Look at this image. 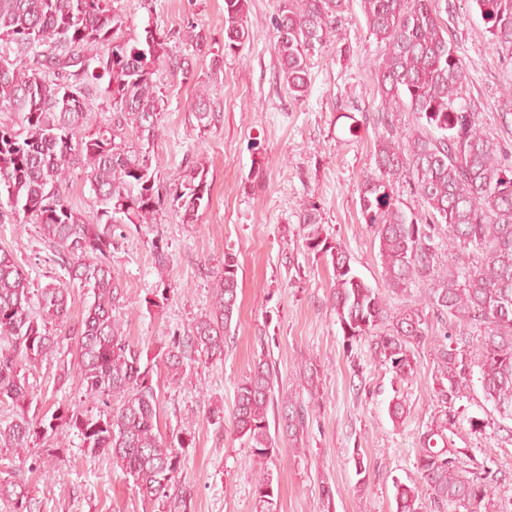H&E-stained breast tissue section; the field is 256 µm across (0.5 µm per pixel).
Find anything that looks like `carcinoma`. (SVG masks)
<instances>
[{
	"mask_svg": "<svg viewBox=\"0 0 512 512\" xmlns=\"http://www.w3.org/2000/svg\"><path fill=\"white\" fill-rule=\"evenodd\" d=\"M344 2L278 0L274 52L292 97L304 96L313 56L337 38ZM471 2L493 45L512 54V0ZM361 8L370 33L385 42L374 68L385 115L375 169L358 188L360 210L378 240L384 287L393 293L418 287L422 303L391 311L384 291L357 274L343 246L321 238L316 207L304 210L301 224L308 249L332 267L329 301L345 338L372 342L401 378L414 371V348L424 344L436 359L441 410L420 437L416 462L429 502L416 485L396 481L395 512H483L497 481L466 470L462 451L448 448V409L476 373L484 399L512 420V154L490 137L465 96L467 72L448 37L442 0H361ZM247 10L248 0H224V52L247 42ZM124 24L111 0H0V114L18 117L0 119V219L21 215L39 225L69 285L88 298L68 336L53 334L49 325L68 317V285L31 288L13 251L0 248V406L15 410L0 425V447L26 448L65 427L81 447L108 456L144 496L189 512L175 450L186 441H164L153 386L158 362L144 357L115 314L123 292L111 259L127 225L154 224L167 206L183 223L195 224L209 206L203 163L187 162L178 182L162 193L151 157L168 102L153 79L155 64L165 61L183 79L194 78L208 34L189 22L172 33L147 26L130 41ZM174 39L192 53H174ZM94 85L112 107V127L85 133V95ZM187 108L198 127L211 125L205 82L196 81ZM400 108L414 112L420 127L397 130L389 114ZM77 164L95 199L88 214L73 210L65 195ZM403 180L423 200L424 214L397 204L393 184ZM238 271L236 255L224 253L209 313L161 353L171 381L188 377L185 359L192 354L206 361L224 357L240 310ZM432 316L462 322L467 331L431 336ZM66 339L75 346L73 370L84 404L33 418L28 374ZM271 408L283 435L298 444L308 410L291 394H275L274 370L262 353L237 385L232 414L234 433L260 465L254 482L260 512H270L274 497L268 463L277 457L278 442L270 433ZM0 467L9 475L0 480V499L12 512H28L24 478L10 462Z\"/></svg>",
	"mask_w": 512,
	"mask_h": 512,
	"instance_id": "cac0c4a2",
	"label": "carcinoma"
}]
</instances>
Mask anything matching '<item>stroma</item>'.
I'll list each match as a JSON object with an SVG mask.
<instances>
[{"mask_svg":"<svg viewBox=\"0 0 512 512\" xmlns=\"http://www.w3.org/2000/svg\"><path fill=\"white\" fill-rule=\"evenodd\" d=\"M448 3V35L469 75L465 94L488 132L512 150V124L499 118L503 89L512 85V56L495 49L469 0ZM114 6L129 38L149 25L170 32L192 18L209 36L196 73L210 87L215 121L199 128L185 107L194 82L156 65L154 78L168 104L152 167L165 189L186 159L202 160L210 204L195 224L168 209L157 223L128 225L112 250L124 287V328L151 355L172 337L190 334L208 313L225 253L236 254L240 264V314L223 359L190 362L180 385L169 383L165 368L153 375L163 436L191 439L179 451L191 512H259L257 465L234 435L231 416L236 387L263 352L275 364L282 393L295 394L309 413L302 448L279 441L269 465L273 512H394L393 483L418 481L419 437L439 410L433 357L427 347L416 348L412 375L400 378L369 345L347 344L329 302L332 271L307 248L300 222L305 206L317 205L323 236L341 243L365 282L381 285L378 242L361 215L358 186L374 168L383 130L373 69L384 44L370 35L360 0H345L340 34L314 55L309 91L299 100L285 88L273 51L277 0H248L249 39L235 53L224 50V0H115ZM158 238L169 257L162 272L153 255ZM0 247L15 252L34 286L64 281L38 225L5 219ZM163 282L164 304L147 307L146 297ZM75 362L74 347L66 346L30 374L32 412L82 399L78 380L61 376L62 366ZM310 364L318 370L312 389L303 374ZM394 398L407 408L398 422L388 414ZM454 407L449 447L497 479L489 512H512V421L502 422L476 385ZM1 456L26 471L32 512H158L108 457L87 453L70 432L17 452L0 448ZM35 457L42 466L28 472ZM325 485L334 490L328 506L320 496Z\"/></svg>","mask_w":512,"mask_h":512,"instance_id":"35a3bbf8","label":"stroma"}]
</instances>
